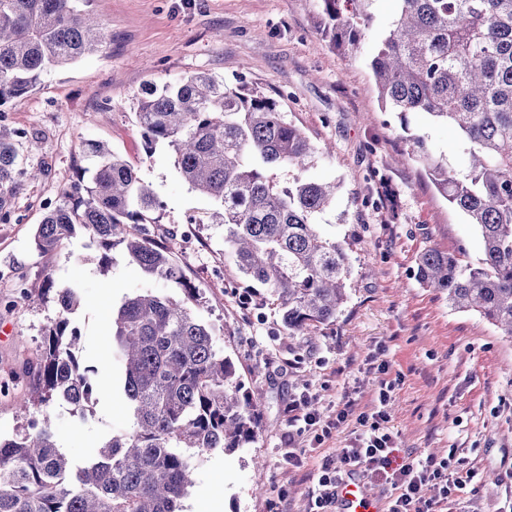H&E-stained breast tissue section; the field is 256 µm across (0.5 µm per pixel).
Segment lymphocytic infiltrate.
Segmentation results:
<instances>
[{
    "label": "lymphocytic infiltrate",
    "mask_w": 512,
    "mask_h": 512,
    "mask_svg": "<svg viewBox=\"0 0 512 512\" xmlns=\"http://www.w3.org/2000/svg\"><path fill=\"white\" fill-rule=\"evenodd\" d=\"M393 390V383L380 381L376 406L370 413L356 412L354 400L344 397L335 418L327 421L311 410V396H301L286 405L284 417L292 440L309 434L315 442H323L332 429L351 417L361 428L338 457L318 460L311 475L306 512H334L338 485L357 473L376 476L390 486L388 512H444L455 491L473 480V469L460 457L448 460L433 455L411 456L402 464H395L393 437L379 426L387 418L386 407Z\"/></svg>",
    "instance_id": "lymphocytic-infiltrate-1"
}]
</instances>
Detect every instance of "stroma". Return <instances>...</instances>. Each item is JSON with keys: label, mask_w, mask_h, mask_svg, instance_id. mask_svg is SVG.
I'll return each mask as SVG.
<instances>
[{"label": "stroma", "mask_w": 512, "mask_h": 512, "mask_svg": "<svg viewBox=\"0 0 512 512\" xmlns=\"http://www.w3.org/2000/svg\"><path fill=\"white\" fill-rule=\"evenodd\" d=\"M91 8L107 27L102 51L48 72L35 92L5 108L7 123L41 136L40 150L21 157L44 174L17 189V221L0 223V381L19 387L44 328L57 318L56 304L41 295L46 275H53L78 291L71 321L98 386L84 414L53 413L55 442L80 464L110 434L131 427L121 365L112 356V310L146 287L145 276L118 248L101 272L81 232L49 254L32 244L46 205L93 167L85 142L101 141L134 164L163 202L155 236L202 289L204 314L257 405L256 437L236 451L203 457L183 501L186 512H305L309 468L319 457L338 456L356 422L332 430L319 447L306 449L303 466H291L282 443L288 399L315 395L326 420L347 391L370 410L383 379L394 384L383 428L397 456L444 458L462 449L478 475L458 491L452 512H512V339L477 313L453 310L444 294L418 280L417 259L427 249L476 267L482 246L475 227L424 172L396 160L405 147L401 123L382 111L366 56L392 19V0H372V24L355 58L327 46L317 24L319 0H91ZM196 72L228 82L241 77L269 95L284 94L289 120L322 150L307 177L339 185L319 222L346 244L352 272L346 302L313 341L289 336L266 288L225 257L223 225L205 221L213 202L181 179L172 152L144 151L133 114L143 85ZM192 216L198 223L188 245L180 233ZM211 266L223 268V280L207 278ZM381 362L386 375L370 372Z\"/></svg>", "instance_id": "35a3bbf8"}]
</instances>
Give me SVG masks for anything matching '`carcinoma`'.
<instances>
[{
  "label": "carcinoma",
  "mask_w": 512,
  "mask_h": 512,
  "mask_svg": "<svg viewBox=\"0 0 512 512\" xmlns=\"http://www.w3.org/2000/svg\"><path fill=\"white\" fill-rule=\"evenodd\" d=\"M371 0H321L320 24L331 49L361 53ZM388 30L369 58L382 109L425 114L452 127L454 148L468 157L459 173L435 156L423 135H409L407 159L440 195L477 227L483 258L461 264L436 248L418 257L419 281L458 311H475L512 339V0H395ZM89 0H0V223L12 199L42 173L24 165L16 143L41 139L9 131L1 107L34 92L51 69L99 51L104 24ZM145 153H173L181 178L218 203L211 223L224 225V248L245 277L259 282L282 313L288 335L308 338L336 318L347 299L351 257L323 234L317 218L338 185L304 176L319 153L288 121L279 102L240 79L229 84L193 73L161 87L146 83L135 112ZM90 178L62 191L33 235L42 254L81 228L108 271L120 245L128 261L176 295L147 290L112 314V354L124 369L132 429L113 433L98 454L75 466L53 439L50 408L65 399L80 413L96 390L78 354L81 335L70 315L79 303L51 276L59 316L44 334L28 388L15 397L27 429L0 437V512H183L198 460L254 439L256 405L241 395L235 364L201 311L204 301L148 225L162 202L121 155L95 141ZM288 174L282 186L278 173Z\"/></svg>",
  "instance_id": "carcinoma-1"
}]
</instances>
